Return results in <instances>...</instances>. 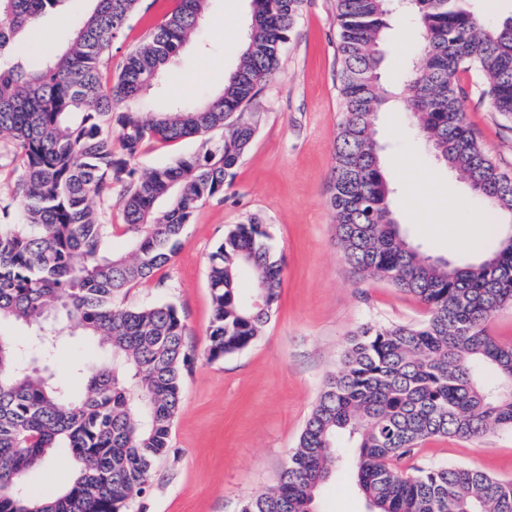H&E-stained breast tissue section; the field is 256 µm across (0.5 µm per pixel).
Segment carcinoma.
I'll use <instances>...</instances> for the list:
<instances>
[{
	"mask_svg": "<svg viewBox=\"0 0 512 512\" xmlns=\"http://www.w3.org/2000/svg\"><path fill=\"white\" fill-rule=\"evenodd\" d=\"M64 0H0V142L13 149L21 207L0 224V512H127L170 444L189 359L185 326L166 303L125 308L115 299L148 281L176 254L204 201L224 195L258 129L247 108L279 68L302 0H252L238 66L208 101L140 112V95L202 25L209 0H179L127 53L115 78L112 43L140 0H92L68 47L42 61H13L22 39L38 42L42 16ZM407 15L422 52L403 96L433 160L512 221V176L465 121L461 74H480L492 111L512 119V15L488 25L464 0H414ZM390 0H336L343 118L334 143L328 204L346 264L417 299L418 324L365 323L348 339L275 487L241 512H318L338 466L351 471L368 512H512V481L463 466L404 470L435 437L478 439L512 428V343L490 332L512 306V248L465 265L424 254L398 224L393 190L372 123L388 103L379 45ZM127 104L121 112L115 103ZM220 130L201 155L141 174L134 159L151 141L179 142ZM123 156L112 152V132ZM120 192L124 223L99 220L94 202ZM130 253L107 248L115 232ZM262 224H236L209 257L213 315L207 356L251 347L275 312L282 258ZM264 307L247 304V291ZM32 333L30 358L4 333ZM81 332L108 350L74 394L52 368L65 337ZM56 448L75 462L52 497L27 493L25 476Z\"/></svg>",
	"mask_w": 512,
	"mask_h": 512,
	"instance_id": "obj_1",
	"label": "carcinoma"
}]
</instances>
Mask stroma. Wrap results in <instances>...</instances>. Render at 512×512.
Here are the masks:
<instances>
[{"label":"stroma","mask_w":512,"mask_h":512,"mask_svg":"<svg viewBox=\"0 0 512 512\" xmlns=\"http://www.w3.org/2000/svg\"><path fill=\"white\" fill-rule=\"evenodd\" d=\"M176 0H145L126 35L112 46L120 64L143 35L162 24ZM209 11L228 14L233 31L201 27L164 69L161 91L148 92L139 111L158 112L179 102L193 105L219 91L239 62L251 0H210ZM421 43L414 26L392 18L384 48L382 84L404 86ZM335 0H303L285 43L279 70L251 106L259 115L250 150L223 199L198 209L171 262L131 288L129 307L169 303L176 307L192 352L183 371L181 404L170 448L153 468L147 491L128 512H240L243 500L273 487L352 331L364 323H416L422 305L376 279L359 280L346 265L328 205L334 142L342 102L334 79ZM469 97L466 118L486 152L512 173V119L491 111L476 73L463 76ZM374 137L385 148V174L397 189L396 219L425 254L464 264L494 252L499 234H484L471 250L453 239L490 223L493 211L472 195L458 175L438 168L413 130L409 112L379 113ZM202 151L198 138L148 143L134 160L140 172ZM430 208L416 207L411 188ZM258 220L285 257L281 296L271 322L250 348L208 359L212 302L208 257L225 230ZM461 465L512 480V430L482 440L434 438L409 459L408 468ZM75 463L59 449L47 465L32 469L25 487L53 495L71 481ZM320 512H368L349 474L336 470L323 486Z\"/></svg>","instance_id":"35a3bbf8"}]
</instances>
